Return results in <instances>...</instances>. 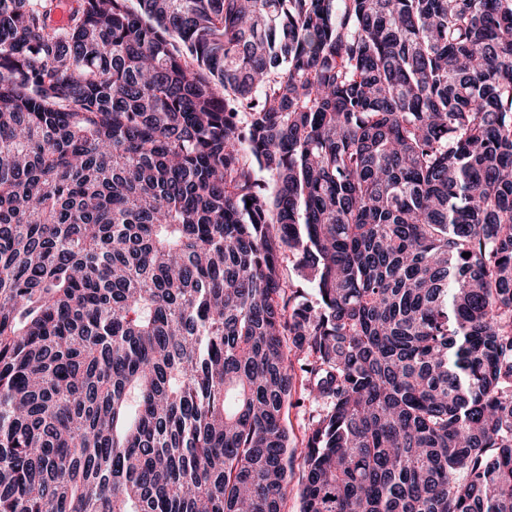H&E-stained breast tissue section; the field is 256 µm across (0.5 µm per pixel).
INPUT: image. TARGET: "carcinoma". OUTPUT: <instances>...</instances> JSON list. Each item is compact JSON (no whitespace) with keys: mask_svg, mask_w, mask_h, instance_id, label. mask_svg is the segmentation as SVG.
I'll return each instance as SVG.
<instances>
[{"mask_svg":"<svg viewBox=\"0 0 512 512\" xmlns=\"http://www.w3.org/2000/svg\"><path fill=\"white\" fill-rule=\"evenodd\" d=\"M64 2L0 0V512H281L293 348L300 512H512V0Z\"/></svg>","mask_w":512,"mask_h":512,"instance_id":"cac0c4a2","label":"carcinoma"}]
</instances>
